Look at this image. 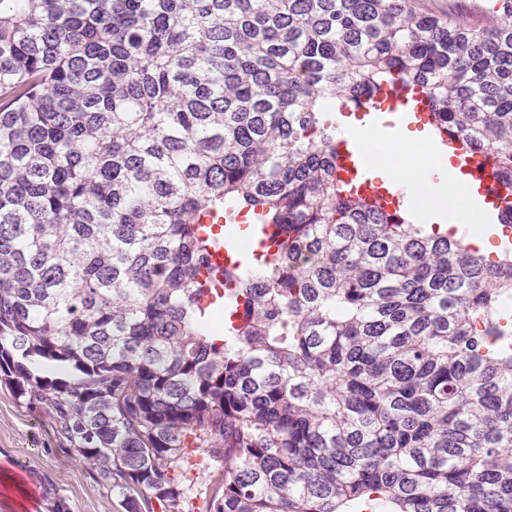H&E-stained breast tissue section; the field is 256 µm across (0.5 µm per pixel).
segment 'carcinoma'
Returning <instances> with one entry per match:
<instances>
[{
	"instance_id": "carcinoma-1",
	"label": "carcinoma",
	"mask_w": 512,
	"mask_h": 512,
	"mask_svg": "<svg viewBox=\"0 0 512 512\" xmlns=\"http://www.w3.org/2000/svg\"><path fill=\"white\" fill-rule=\"evenodd\" d=\"M0 0V376L125 512H512V250L336 179L384 82L512 187V0ZM283 244L199 308L211 208ZM208 480V471H204L202 468L193 469V471L185 475L184 485L185 489L187 490V496L190 498L189 502L191 501V503L195 505V502L198 500V506H201V498L203 495L200 492L204 491V485L208 482Z\"/></svg>"
}]
</instances>
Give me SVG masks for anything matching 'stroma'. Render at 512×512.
<instances>
[{"mask_svg": "<svg viewBox=\"0 0 512 512\" xmlns=\"http://www.w3.org/2000/svg\"><path fill=\"white\" fill-rule=\"evenodd\" d=\"M121 501L58 436L50 408L0 379V512H124Z\"/></svg>", "mask_w": 512, "mask_h": 512, "instance_id": "35a3bbf8", "label": "stroma"}]
</instances>
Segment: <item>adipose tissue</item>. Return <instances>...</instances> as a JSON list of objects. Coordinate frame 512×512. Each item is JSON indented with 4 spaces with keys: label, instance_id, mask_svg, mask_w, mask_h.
Listing matches in <instances>:
<instances>
[{
    "label": "adipose tissue",
    "instance_id": "1",
    "mask_svg": "<svg viewBox=\"0 0 512 512\" xmlns=\"http://www.w3.org/2000/svg\"><path fill=\"white\" fill-rule=\"evenodd\" d=\"M368 149H380L391 158L385 173L404 187L418 205H444L459 223L468 225L471 233H479V219L470 208L468 189L452 171L447 161L433 155L419 137L401 134L391 143L377 145L369 141Z\"/></svg>",
    "mask_w": 512,
    "mask_h": 512
}]
</instances>
